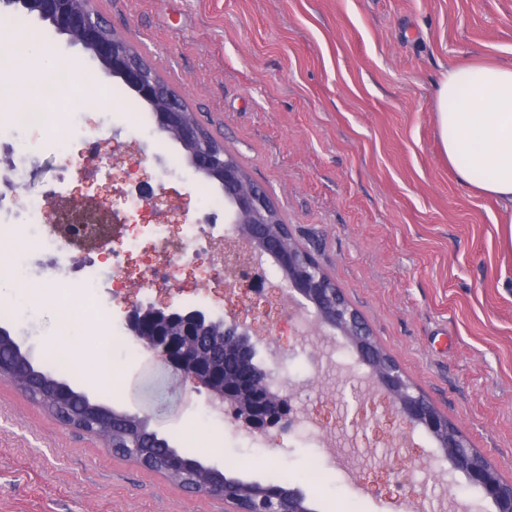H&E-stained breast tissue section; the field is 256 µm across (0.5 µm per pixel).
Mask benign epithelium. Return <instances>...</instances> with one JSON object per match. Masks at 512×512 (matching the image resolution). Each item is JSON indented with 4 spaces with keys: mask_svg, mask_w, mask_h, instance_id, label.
<instances>
[{
    "mask_svg": "<svg viewBox=\"0 0 512 512\" xmlns=\"http://www.w3.org/2000/svg\"><path fill=\"white\" fill-rule=\"evenodd\" d=\"M3 4L50 22L72 42L83 45L112 76L146 102L158 128L181 146L187 163L224 192V223L229 225L226 237L247 243L248 263L258 272L269 262L276 266L281 273L282 293L287 301L306 310L316 335L326 340L343 337L354 364L367 368L364 377L369 386L392 403L401 422L421 427L434 437L450 471L462 474L470 486L480 490L496 512H512V481L503 480L497 466L471 447L464 433L431 404L398 363L384 366L379 362L373 333L310 251L293 242L289 234L272 244L263 233L243 228L245 224L259 228L275 223L279 216L276 204L268 196L257 195V184L231 155L209 144L204 136L206 129L196 119L187 118L184 106L164 102L169 89L156 68L150 63L140 64L135 59L137 51L103 27L91 0H3ZM126 326L148 352L183 379L205 389L208 405L230 413L238 428L248 435L264 436L276 425L289 432L296 425L293 389L260 356L259 341L253 339L247 320L228 323L201 306L186 307L171 300L143 304L131 299ZM219 326L223 336L217 349L236 365L227 380L224 368L202 345L204 335ZM0 378L19 383L18 389L36 401L40 382L31 372L29 360L14 370L0 363ZM111 421L112 407L100 403L90 406V434L100 436ZM195 492L224 499L232 505L230 512H295L293 501L305 498L301 490L295 489L286 502L277 497L262 498L257 505L246 508L238 499L225 495L221 486H203Z\"/></svg>",
    "mask_w": 512,
    "mask_h": 512,
    "instance_id": "benign-epithelium-1",
    "label": "benign epithelium"
}]
</instances>
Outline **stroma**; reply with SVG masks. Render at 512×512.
Instances as JSON below:
<instances>
[{"instance_id": "stroma-1", "label": "stroma", "mask_w": 512, "mask_h": 512, "mask_svg": "<svg viewBox=\"0 0 512 512\" xmlns=\"http://www.w3.org/2000/svg\"><path fill=\"white\" fill-rule=\"evenodd\" d=\"M93 8L152 62L165 84L278 206L293 238L361 312L382 348L430 401L512 479V249L497 201L476 194L449 165L434 100L448 68L512 61V0H93ZM50 51L54 72L94 97L92 116L49 142L39 130L0 149L7 191L0 221L15 222L29 198L52 203L81 177L124 200L140 190L163 207L201 218L223 200L120 79L49 22L25 17ZM117 98L107 96V89ZM57 263L25 241L18 253L33 281L78 287V263L104 250L68 247ZM182 275L181 294L225 318H245L248 299L225 279ZM128 289L99 288L81 361L68 383L97 402L148 417L170 445L227 476L266 484L306 473L320 459L323 487L300 482L313 512H433L448 462L423 429L407 428L378 395L364 396L365 428L342 423L339 394L315 352L296 340L288 312L268 298L261 330L285 349L278 368L313 417L334 431L352 464L334 465L313 435L271 428L251 438L233 420L207 416V393L149 354L113 356L117 385L92 378L96 349L126 329ZM67 299L38 314L0 316L33 364L52 370L47 338L61 329ZM236 467H227V460ZM113 454L95 436L59 423L0 380V512H224Z\"/></svg>"}]
</instances>
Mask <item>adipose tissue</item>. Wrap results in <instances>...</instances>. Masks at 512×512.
I'll return each mask as SVG.
<instances>
[{
	"instance_id": "adipose-tissue-1",
	"label": "adipose tissue",
	"mask_w": 512,
	"mask_h": 512,
	"mask_svg": "<svg viewBox=\"0 0 512 512\" xmlns=\"http://www.w3.org/2000/svg\"><path fill=\"white\" fill-rule=\"evenodd\" d=\"M18 49L9 65L0 66V84L10 86L18 103L31 88L17 84L18 71L36 70L44 53L33 34L14 32L0 21V41ZM435 112L438 136L449 164L482 196L495 199L508 224L512 246V62H474L453 67L440 82ZM13 252L0 248V304L21 312L36 311L50 293V282L30 284L12 275Z\"/></svg>"
}]
</instances>
